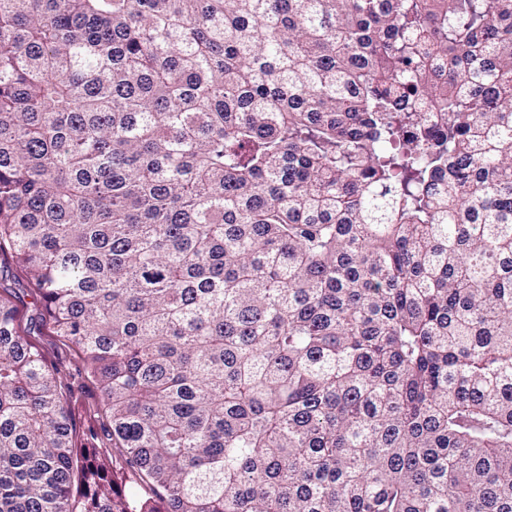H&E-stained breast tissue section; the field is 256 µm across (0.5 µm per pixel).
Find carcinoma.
I'll list each match as a JSON object with an SVG mask.
<instances>
[{"label":"carcinoma","mask_w":512,"mask_h":512,"mask_svg":"<svg viewBox=\"0 0 512 512\" xmlns=\"http://www.w3.org/2000/svg\"><path fill=\"white\" fill-rule=\"evenodd\" d=\"M0 257V512H512V0H0ZM39 345L56 376L67 385L73 418L81 430L100 431L108 421L102 412V398L95 380L84 369L74 346L45 331ZM98 448H101L102 458L107 460L110 474H113L119 488L126 494H131L139 499H155L153 488L140 482L134 474L126 467L123 457H121L115 448L112 447L111 436L106 434L97 442Z\"/></svg>","instance_id":"1"}]
</instances>
